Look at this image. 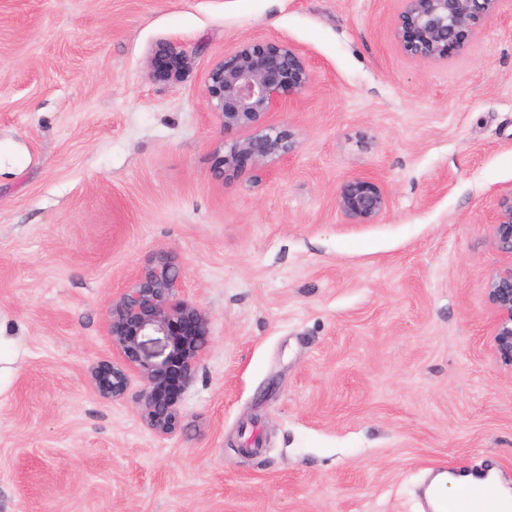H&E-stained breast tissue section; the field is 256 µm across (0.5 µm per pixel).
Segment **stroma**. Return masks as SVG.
I'll return each instance as SVG.
<instances>
[{
	"label": "stroma",
	"instance_id": "35a3bbf8",
	"mask_svg": "<svg viewBox=\"0 0 512 512\" xmlns=\"http://www.w3.org/2000/svg\"><path fill=\"white\" fill-rule=\"evenodd\" d=\"M400 0H0V512H421L432 472L512 486V370L486 288L512 190V0L465 53L400 49ZM247 38L310 88L296 148L216 177L247 137L206 76ZM191 56L154 78L161 44ZM389 196L349 224L336 190ZM210 315L161 438L139 379L102 399L113 298L158 253ZM151 67L166 81L178 82L190 68L187 52L174 42L164 43L151 58ZM336 204L348 223L368 224L387 210L389 199L386 191L374 178L357 176L339 186Z\"/></svg>",
	"mask_w": 512,
	"mask_h": 512
}]
</instances>
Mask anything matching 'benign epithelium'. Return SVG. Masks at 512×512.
I'll return each instance as SVG.
<instances>
[{
  "label": "benign epithelium",
  "mask_w": 512,
  "mask_h": 512,
  "mask_svg": "<svg viewBox=\"0 0 512 512\" xmlns=\"http://www.w3.org/2000/svg\"><path fill=\"white\" fill-rule=\"evenodd\" d=\"M394 36L403 52L422 62L461 54L468 32L494 16L500 0H401ZM151 67L166 81L178 82L190 68L187 52L174 42L164 43L151 58ZM312 74L303 55L286 43L243 40L218 60L207 75V104L224 129L247 128L253 133L231 144L220 160L222 170H234L247 158L259 168L284 159L295 148L292 134L263 125L266 114L300 97ZM337 207L351 224H368L388 208L383 187L372 177L344 181L336 193ZM494 244L512 255V192L498 202ZM182 270L165 254L139 268L131 286L112 299L107 336L117 359L88 368V381L104 399H120L129 377L143 386L137 395L138 414L156 435L176 430L177 410L161 403L155 393L176 351L183 352L188 383L191 367L209 336L210 317L199 304L181 294ZM487 296L494 310L493 352L503 366L512 368V266L497 271L488 281Z\"/></svg>",
  "instance_id": "1"
}]
</instances>
